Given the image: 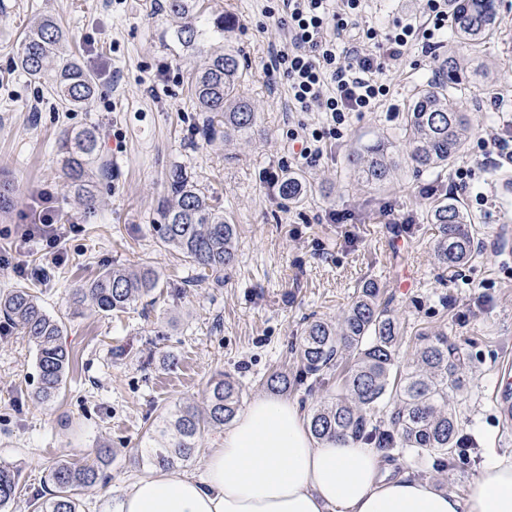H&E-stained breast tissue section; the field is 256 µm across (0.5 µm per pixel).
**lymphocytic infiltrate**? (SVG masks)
Returning <instances> with one entry per match:
<instances>
[{
    "label": "lymphocytic infiltrate",
    "instance_id": "1",
    "mask_svg": "<svg viewBox=\"0 0 512 512\" xmlns=\"http://www.w3.org/2000/svg\"><path fill=\"white\" fill-rule=\"evenodd\" d=\"M448 0H425L419 20L383 34L363 30L360 41L341 46L355 29L362 0H277L270 14L286 34V47L272 50L267 68L288 81L293 111L324 114L340 125L351 112H371L388 94L382 76L390 62L421 43L434 51L448 26Z\"/></svg>",
    "mask_w": 512,
    "mask_h": 512
}]
</instances>
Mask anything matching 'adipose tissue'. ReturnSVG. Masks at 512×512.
Segmentation results:
<instances>
[{"label": "adipose tissue", "instance_id": "ef3b65f1", "mask_svg": "<svg viewBox=\"0 0 512 512\" xmlns=\"http://www.w3.org/2000/svg\"><path fill=\"white\" fill-rule=\"evenodd\" d=\"M114 512H512V455L488 451L466 496L394 473L376 448L317 440L299 408L253 400L200 473L136 479Z\"/></svg>", "mask_w": 512, "mask_h": 512}]
</instances>
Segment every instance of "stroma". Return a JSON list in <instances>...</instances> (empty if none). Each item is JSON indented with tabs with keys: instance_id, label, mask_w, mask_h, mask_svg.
<instances>
[{
	"instance_id": "35a3bbf8",
	"label": "stroma",
	"mask_w": 512,
	"mask_h": 512,
	"mask_svg": "<svg viewBox=\"0 0 512 512\" xmlns=\"http://www.w3.org/2000/svg\"><path fill=\"white\" fill-rule=\"evenodd\" d=\"M270 0H204L205 14L230 12L248 67L242 90L255 107L250 135L205 141L203 115L189 94L199 59L172 38L173 20L157 0H0V183H10L11 206L0 212V254L27 267L0 269V295L24 285L63 323L72 357L58 398L38 402L35 347L0 318V461L22 477L9 512H35L48 493L47 473L59 459L91 462L96 448L112 450L107 484L82 489L81 512H105L129 483L147 474L138 458L157 416L178 406L204 407L209 379L224 373L243 388V404L265 395V377L288 373L286 397L303 413L335 391L300 375L297 350L308 323L339 322L366 281L379 285L401 327L400 363L410 362L421 334L447 333L473 358L471 382L457 395L459 433L469 443L454 466L433 456L387 451L395 472L466 495L488 449L512 453V423L503 397L512 393V164L491 170L481 137L512 135V111L480 106L493 90L512 100V5L502 0L500 31L480 49L489 73L459 95L472 128L465 153L442 172L400 165L391 183L369 186L348 161L352 151L387 139L405 148L403 123L417 89L438 73L451 36L434 55L421 44L385 72L386 102L348 115L338 138L327 140L318 166L304 167L288 132L323 122L315 112L288 107V82L264 64L285 36L269 17ZM421 0H366L362 27L414 18ZM45 14L67 30L74 54L97 76L93 97L68 112L44 85L16 71L14 59L30 19ZM98 128L100 153L112 176L95 186L96 205L84 208L67 186L59 138L63 131ZM204 187L212 205L238 226L237 255L223 286L201 280L154 231L174 167ZM467 188L451 192L457 169ZM292 170L305 177L302 204L290 206L267 176ZM454 194L474 220L479 252L465 267L442 268L434 256L433 205ZM50 195L70 230L52 264L38 240L21 233L34 204ZM150 266L160 286L125 311L104 315L74 306L71 288L109 267Z\"/></svg>"
}]
</instances>
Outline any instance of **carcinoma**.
I'll return each mask as SVG.
<instances>
[{
  "label": "carcinoma",
  "instance_id": "1",
  "mask_svg": "<svg viewBox=\"0 0 512 512\" xmlns=\"http://www.w3.org/2000/svg\"><path fill=\"white\" fill-rule=\"evenodd\" d=\"M162 8L180 20L174 41L202 60L189 92L198 111L210 114L202 127L203 137H215L216 120L224 124L226 141L249 134L256 112L241 91L244 55L231 41L235 19L218 14L206 19V27L201 28L199 0H164ZM452 21L456 41L476 51L497 34V2L459 0ZM209 37L220 42L219 50L210 51ZM16 65L28 77L48 85L68 111L82 108L95 93L96 75L72 54L66 31L52 16L31 20ZM441 67L442 78L415 94L404 123L409 145L405 162L419 172L444 169L465 150L471 128L452 90L477 81L484 62L476 56L464 59L450 53ZM61 148L67 179L85 204L92 205V179L104 168L98 155V132L91 128L67 132ZM349 163L359 179L372 185L390 181L401 165L385 141L355 149ZM168 193L171 199L164 206L163 223L155 226L159 241L221 282L224 269L235 261L237 231L232 218L216 209L181 168L169 175ZM279 193L291 204L300 203L302 176L286 173ZM431 223L438 229L434 253L439 265L463 267L475 258L476 230L457 200L446 198L436 204ZM159 280L153 268L113 267L73 289L71 297L76 305L89 303L109 315L150 296ZM0 316L18 326L36 348L35 398L44 402L59 396L71 364L70 353L61 342V320L50 315L26 286L0 296ZM399 338L400 326L382 299L380 287L371 281L358 290L339 323L318 320L309 325L299 347L303 373L320 380L338 356L346 354L352 359L340 389L310 414L311 432L321 441L366 439L377 448L433 454L449 465L459 447L452 400L469 382L472 359L448 342L447 333L440 332L423 337L411 365L401 371L395 368ZM289 385L288 374L283 372H274L266 380L272 392H286ZM241 401L239 382L219 375L209 382L205 410L180 406L163 417L148 433L141 457L164 469L189 462L201 434L231 423ZM384 402L390 405L387 419L378 421L375 411ZM110 458L111 449L103 447L96 451L94 461L82 466L66 459L54 463L48 475L53 490L39 503L38 512H80L79 491L106 478L104 468ZM18 478V469L0 463V512L13 500Z\"/></svg>",
  "mask_w": 512,
  "mask_h": 512
}]
</instances>
